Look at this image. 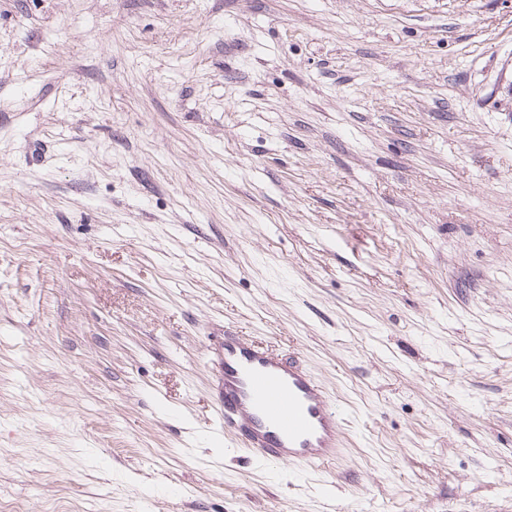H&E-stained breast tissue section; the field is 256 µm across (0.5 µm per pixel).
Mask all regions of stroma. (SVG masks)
I'll return each mask as SVG.
<instances>
[{
	"instance_id": "1",
	"label": "stroma",
	"mask_w": 512,
	"mask_h": 512,
	"mask_svg": "<svg viewBox=\"0 0 512 512\" xmlns=\"http://www.w3.org/2000/svg\"><path fill=\"white\" fill-rule=\"evenodd\" d=\"M233 331L340 457L216 437ZM512 512V0H0V512Z\"/></svg>"
}]
</instances>
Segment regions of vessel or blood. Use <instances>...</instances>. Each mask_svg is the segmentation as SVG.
<instances>
[{
	"label": "vessel or blood",
	"instance_id": "vessel-or-blood-1",
	"mask_svg": "<svg viewBox=\"0 0 512 512\" xmlns=\"http://www.w3.org/2000/svg\"><path fill=\"white\" fill-rule=\"evenodd\" d=\"M210 359L220 433H233L260 458L301 469L336 460L344 443L342 421L310 370L231 332Z\"/></svg>",
	"mask_w": 512,
	"mask_h": 512
}]
</instances>
